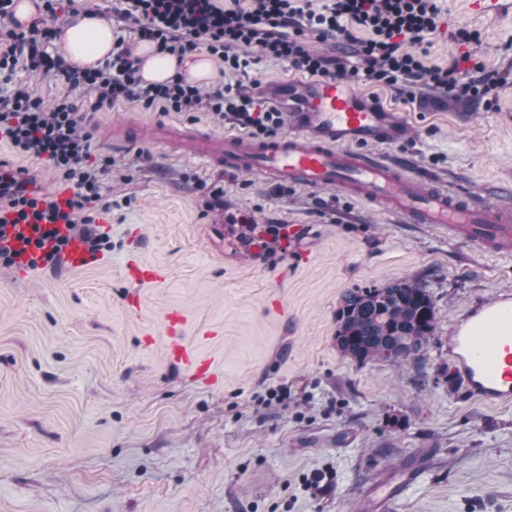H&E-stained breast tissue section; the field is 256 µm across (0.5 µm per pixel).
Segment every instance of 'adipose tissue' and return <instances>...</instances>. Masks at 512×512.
<instances>
[{
    "instance_id": "1",
    "label": "adipose tissue",
    "mask_w": 512,
    "mask_h": 512,
    "mask_svg": "<svg viewBox=\"0 0 512 512\" xmlns=\"http://www.w3.org/2000/svg\"><path fill=\"white\" fill-rule=\"evenodd\" d=\"M58 43L68 62L77 68L94 67L111 55L113 42L112 22L102 14H79L65 24ZM139 58L141 74L146 81L164 82L174 76H183L188 82L208 80L214 62L205 53H196L191 59L159 52L155 45L143 43L133 51Z\"/></svg>"
}]
</instances>
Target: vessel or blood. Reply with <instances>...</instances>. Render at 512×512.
<instances>
[{"label":"vessel or blood","mask_w":512,"mask_h":512,"mask_svg":"<svg viewBox=\"0 0 512 512\" xmlns=\"http://www.w3.org/2000/svg\"><path fill=\"white\" fill-rule=\"evenodd\" d=\"M263 94L271 103L286 98L302 102V109L286 113V134L256 140L239 133L221 138L197 133L196 157L228 172L251 169L282 187H331L382 203L385 210L448 233L477 253L512 252V206L500 197L462 193L436 180L420 185L402 166L373 153V145L402 141L405 125L362 96L350 79L270 82ZM185 322L182 310L173 308L164 315L168 359L203 382H217L211 360L183 340ZM448 359L467 399L487 406L512 405L511 292L473 302L453 322ZM418 479L408 469L374 484L366 494L371 512H389Z\"/></svg>","instance_id":"b4317fda"}]
</instances>
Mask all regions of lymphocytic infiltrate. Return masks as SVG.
<instances>
[{
    "instance_id": "obj_1",
    "label": "lymphocytic infiltrate",
    "mask_w": 512,
    "mask_h": 512,
    "mask_svg": "<svg viewBox=\"0 0 512 512\" xmlns=\"http://www.w3.org/2000/svg\"><path fill=\"white\" fill-rule=\"evenodd\" d=\"M124 19L134 21L141 40L163 52L184 55L206 46L229 73L245 71L248 57L240 47L256 48L260 55L286 61L301 74L331 79L365 75L379 86L427 82L433 89L458 98L494 101L507 74L486 70L471 53L452 59L448 67L426 64L429 37L437 29L440 0H328L322 10L309 0H127ZM14 0H0L1 32L7 42L0 51V75L12 78L17 68L63 78L86 87L88 96L64 97L52 109L22 84L0 94V134L22 154L54 169L72 190L65 203L30 190L32 177L22 170L0 168V203L25 225L21 250L4 246L5 226L0 223V267L14 266L20 252L31 260L56 263L71 238H79L89 252L107 242L81 217L90 203L101 200V173L108 157L93 155V118L103 108L137 102L162 112H193L207 106L217 120L229 121L255 138L278 134L283 114L258 108L239 86L220 82L208 94L177 77L162 84L143 81L128 48L119 46L101 67L78 70L45 45L56 27L31 23L17 30ZM366 31L358 38L354 29ZM333 40L357 59L354 67L310 50L306 36Z\"/></svg>"
}]
</instances>
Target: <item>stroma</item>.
<instances>
[{
  "instance_id": "35a3bbf8",
  "label": "stroma",
  "mask_w": 512,
  "mask_h": 512,
  "mask_svg": "<svg viewBox=\"0 0 512 512\" xmlns=\"http://www.w3.org/2000/svg\"><path fill=\"white\" fill-rule=\"evenodd\" d=\"M495 14L443 0L426 63L462 53L452 32L476 31L487 69L512 68V0ZM243 87L289 81L281 60L249 51ZM355 86L400 113L406 139L380 153L419 178L460 190L512 189V80L495 102L426 85L411 96L359 77ZM93 148L112 165L90 214L111 249L87 266L0 269V512H361L385 473L421 464L391 512H512V406L465 399L442 370L448 328L475 299L512 290V253H476L340 191L279 187L253 171L205 166L114 129L183 125L223 135L207 108L159 112L125 103L96 114ZM0 164L34 188L58 174L0 138ZM224 184L210 209L208 184ZM288 224V250L259 258L231 218ZM165 269L160 284L126 278L128 261ZM406 278L428 289L437 328L422 361L361 365L333 341L344 293ZM185 342L221 380L195 381L165 354L168 308ZM287 397L261 404L268 388Z\"/></svg>"
}]
</instances>
